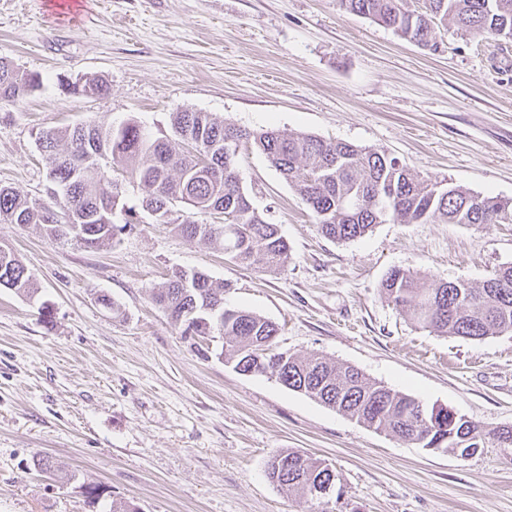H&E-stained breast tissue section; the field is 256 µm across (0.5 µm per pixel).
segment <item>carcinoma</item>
<instances>
[{
    "label": "carcinoma",
    "mask_w": 512,
    "mask_h": 512,
    "mask_svg": "<svg viewBox=\"0 0 512 512\" xmlns=\"http://www.w3.org/2000/svg\"><path fill=\"white\" fill-rule=\"evenodd\" d=\"M343 10L370 18L419 46L437 49L434 26L454 23L475 35L512 39V0H338ZM41 77L0 60V104L14 103L39 88ZM81 97H101L99 80L60 81ZM236 137L263 153L310 210L324 236L340 242L366 235L378 224H512V199L474 194L453 183L422 179L385 153L318 136L270 128L247 131L209 112L178 108L171 134L155 137L142 122L117 126L94 122L48 128L38 148L48 168L51 204L0 186V224H39L52 241L73 238L97 250L111 245L128 226L150 216L187 240L220 246L224 254L276 271L288 260V244L277 225L256 211L235 176ZM117 172L142 191L123 202ZM188 205L210 215L211 224L182 219ZM0 286L27 296L33 277L11 251L0 249ZM382 294L423 329L479 341L512 332V264L494 270L475 288L461 280L429 281L392 269ZM152 300L183 339L224 337V359L246 372L277 375L281 384L358 422L421 448L470 456L490 441L512 445V426L486 429L447 408L366 378L357 368L323 356L274 352L278 327L261 315L224 306V285L203 270L177 268L153 289ZM268 478L288 493L318 500L314 491L330 481L323 461L300 450L275 452Z\"/></svg>",
    "instance_id": "carcinoma-1"
}]
</instances>
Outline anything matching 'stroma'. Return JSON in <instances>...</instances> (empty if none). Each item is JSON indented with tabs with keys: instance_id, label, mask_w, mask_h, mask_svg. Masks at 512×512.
I'll return each instance as SVG.
<instances>
[{
	"instance_id": "35a3bbf8",
	"label": "stroma",
	"mask_w": 512,
	"mask_h": 512,
	"mask_svg": "<svg viewBox=\"0 0 512 512\" xmlns=\"http://www.w3.org/2000/svg\"><path fill=\"white\" fill-rule=\"evenodd\" d=\"M435 38L434 51L404 41L337 0H0V58L43 78L0 105V185L45 199L42 129L135 118L159 136L189 107L385 152L421 177L512 198V41L451 24ZM93 77L108 95L61 86ZM236 165L288 244L280 271L164 224L134 225L101 250L0 224V246L38 286L31 298L0 288V512H108L115 500L137 512H512V447L460 457L368 428L236 372L222 338L199 355L151 300L171 269L206 271L227 284V307L279 327L277 351L319 353L424 405L510 426L512 332L472 341L417 328L381 284L396 267L481 285L512 263V224L387 223L337 242L260 151L242 150ZM286 449L331 465L322 503L268 479L270 456Z\"/></svg>"
}]
</instances>
